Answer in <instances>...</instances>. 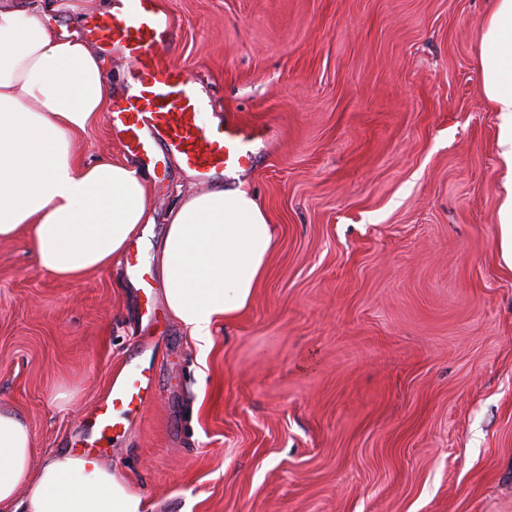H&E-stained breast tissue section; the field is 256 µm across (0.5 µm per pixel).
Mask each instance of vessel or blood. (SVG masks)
Masks as SVG:
<instances>
[{"instance_id":"obj_1","label":"vessel or blood","mask_w":512,"mask_h":512,"mask_svg":"<svg viewBox=\"0 0 512 512\" xmlns=\"http://www.w3.org/2000/svg\"><path fill=\"white\" fill-rule=\"evenodd\" d=\"M176 27L175 18L158 0H125L121 14L93 17L89 34L103 45L119 48L136 70L133 92L107 114L115 139L140 166L158 171L172 158L198 183L207 184L224 171L250 164L252 146L264 131L220 113L210 123L200 122L209 101L200 95L196 80L162 54ZM152 386V370L143 365L113 378L96 408L100 434L125 425L144 406Z\"/></svg>"}]
</instances>
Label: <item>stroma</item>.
<instances>
[{
  "mask_svg": "<svg viewBox=\"0 0 512 512\" xmlns=\"http://www.w3.org/2000/svg\"><path fill=\"white\" fill-rule=\"evenodd\" d=\"M165 57L215 110L270 127L238 175L276 247L200 348L123 264L62 280L0 241V405L33 464L92 447L138 363L155 397L99 456L161 512H512V270L497 115L476 65L489 0H160ZM82 160L125 159L105 117ZM132 255L155 265L178 162Z\"/></svg>",
  "mask_w": 512,
  "mask_h": 512,
  "instance_id": "35a3bbf8",
  "label": "stroma"
}]
</instances>
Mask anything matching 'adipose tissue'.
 <instances>
[{
  "label": "adipose tissue",
  "instance_id": "adipose-tissue-1",
  "mask_svg": "<svg viewBox=\"0 0 512 512\" xmlns=\"http://www.w3.org/2000/svg\"><path fill=\"white\" fill-rule=\"evenodd\" d=\"M498 120L504 170L501 250L512 268V0H494L477 57ZM112 98L98 48L28 9L0 6V240L26 233L38 266L69 280L110 268L150 223L148 176L77 160L72 141ZM276 246L243 183L185 197L172 211L160 273L170 314L197 342L251 303ZM31 430L0 406V512H148L142 495L94 455L56 452L33 467Z\"/></svg>",
  "mask_w": 512,
  "mask_h": 512
}]
</instances>
